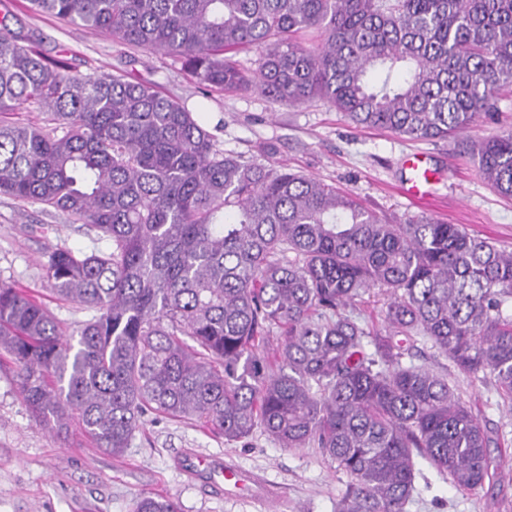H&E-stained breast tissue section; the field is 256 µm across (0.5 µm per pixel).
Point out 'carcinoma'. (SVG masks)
Listing matches in <instances>:
<instances>
[{"label":"carcinoma","instance_id":"carcinoma-1","mask_svg":"<svg viewBox=\"0 0 512 512\" xmlns=\"http://www.w3.org/2000/svg\"><path fill=\"white\" fill-rule=\"evenodd\" d=\"M162 51L199 83L327 100L357 126L459 139L512 198V130L466 132L512 86V0H29ZM260 46L255 71L235 54ZM27 106L53 127L4 115ZM0 195L65 212L112 243L49 253L56 294L95 311L62 340L0 285V351L33 413L72 414L119 454L151 411L283 448L348 477L336 512H406L420 456L457 488L489 476L488 437L448 380L403 363L422 336L512 404V251L428 216L389 222L351 192L225 152L204 117L127 75L80 77L0 17ZM386 292L373 332L344 310ZM279 334L276 346L269 337ZM371 338L368 352L364 339ZM134 512H181L142 495Z\"/></svg>","mask_w":512,"mask_h":512}]
</instances>
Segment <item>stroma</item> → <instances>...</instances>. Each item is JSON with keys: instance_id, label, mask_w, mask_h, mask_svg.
Here are the masks:
<instances>
[{"instance_id": "stroma-1", "label": "stroma", "mask_w": 512, "mask_h": 512, "mask_svg": "<svg viewBox=\"0 0 512 512\" xmlns=\"http://www.w3.org/2000/svg\"><path fill=\"white\" fill-rule=\"evenodd\" d=\"M0 7L12 11L45 56L66 59L74 74L129 72L189 108L205 107V124L222 150L352 192L390 221L433 216L512 249V199L482 181L454 140L413 141L362 128L319 98L288 107L252 87L235 93L207 88L168 54L33 12L27 0H0ZM413 150L426 152L439 176L423 207L400 191L407 176L404 157ZM56 248L98 254L111 243L66 213L0 195V284L29 290L68 339L93 312L52 290L45 264ZM412 353L415 364L447 375L478 415L490 437L491 467L483 489L467 492L420 462L407 512H512V407L498 396L491 375L459 373L426 339H417ZM189 451L260 474L281 492V512H335L347 482L320 449L283 448L260 429L230 442L194 421L154 413L142 418L122 455L109 454L79 424L60 435L36 420L21 393L17 365L0 358V512H131L143 493L173 498L181 512H274L242 494L225 496L211 478L186 476L179 464Z\"/></svg>"}]
</instances>
